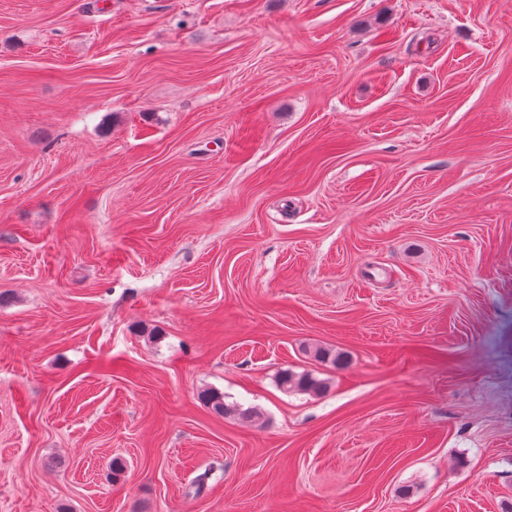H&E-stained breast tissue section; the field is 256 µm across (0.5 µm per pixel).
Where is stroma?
<instances>
[{
  "mask_svg": "<svg viewBox=\"0 0 512 512\" xmlns=\"http://www.w3.org/2000/svg\"><path fill=\"white\" fill-rule=\"evenodd\" d=\"M0 512H512V0H0ZM277 386L284 392L301 391L313 395H320L326 391V382L312 373H297L290 369H283L277 377ZM205 403L213 411L219 414L227 413H238V415L246 420L255 421L259 418V414L256 410H242L240 408H231L229 405L224 403V396L221 393L209 392L205 395Z\"/></svg>",
  "mask_w": 512,
  "mask_h": 512,
  "instance_id": "stroma-1",
  "label": "stroma"
}]
</instances>
